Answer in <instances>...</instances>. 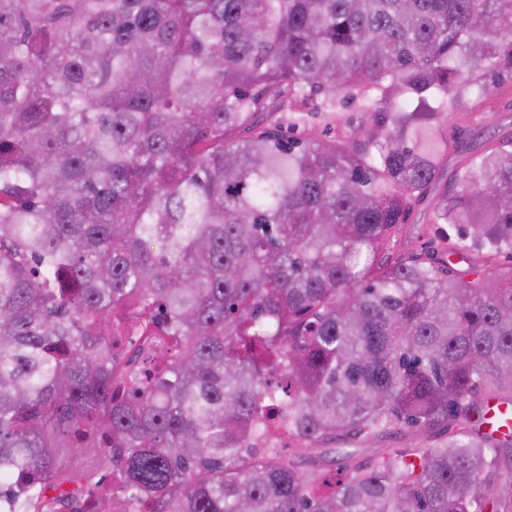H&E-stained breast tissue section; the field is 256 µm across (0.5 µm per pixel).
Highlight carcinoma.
<instances>
[{"label": "carcinoma", "instance_id": "carcinoma-1", "mask_svg": "<svg viewBox=\"0 0 512 512\" xmlns=\"http://www.w3.org/2000/svg\"><path fill=\"white\" fill-rule=\"evenodd\" d=\"M504 71L512 0H0V499L81 512L102 466L92 512H512V266L386 256L443 161L415 119ZM309 90L374 128L264 124ZM431 223L512 250V139ZM399 424L447 440L326 447ZM509 417L507 419L509 427L505 428L501 424L502 418ZM484 429L488 431L497 430L499 432L507 433L508 430L512 429V405L499 404L497 401H493L488 405L485 414Z\"/></svg>", "mask_w": 512, "mask_h": 512}]
</instances>
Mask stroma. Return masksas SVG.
Wrapping results in <instances>:
<instances>
[{"mask_svg":"<svg viewBox=\"0 0 512 512\" xmlns=\"http://www.w3.org/2000/svg\"><path fill=\"white\" fill-rule=\"evenodd\" d=\"M324 100L323 93H312L303 111L277 112L270 121L277 125L282 135L296 140L311 137L321 140L353 139L372 129V117L365 112L359 100L344 101L331 112L324 111ZM510 133L512 76L506 74L500 78L498 91L488 106L476 110L465 106L449 112L439 127L436 137L447 141L448 159L428 194L414 204L406 223L394 226L388 250L391 262L432 255L446 260L450 273L454 275L463 274L473 266L512 265V255L506 253L489 256L477 249L450 252V244L457 240L455 226L431 221L434 201L452 178L460 160L466 155L483 151Z\"/></svg>","mask_w":512,"mask_h":512,"instance_id":"35a3bbf8","label":"stroma"}]
</instances>
